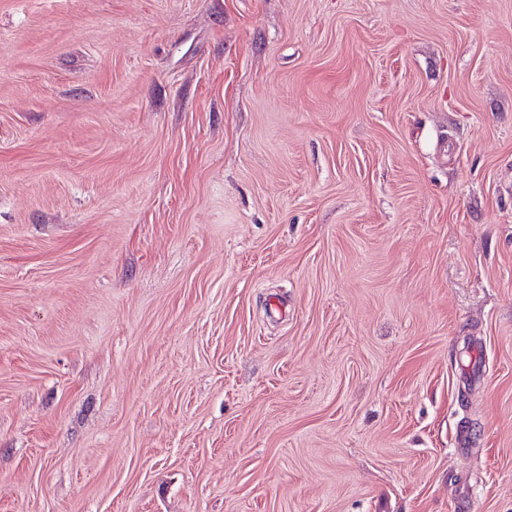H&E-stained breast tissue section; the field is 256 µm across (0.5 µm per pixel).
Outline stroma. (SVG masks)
<instances>
[{"instance_id":"1","label":"stroma","mask_w":512,"mask_h":512,"mask_svg":"<svg viewBox=\"0 0 512 512\" xmlns=\"http://www.w3.org/2000/svg\"><path fill=\"white\" fill-rule=\"evenodd\" d=\"M0 512H512V0H0Z\"/></svg>"}]
</instances>
